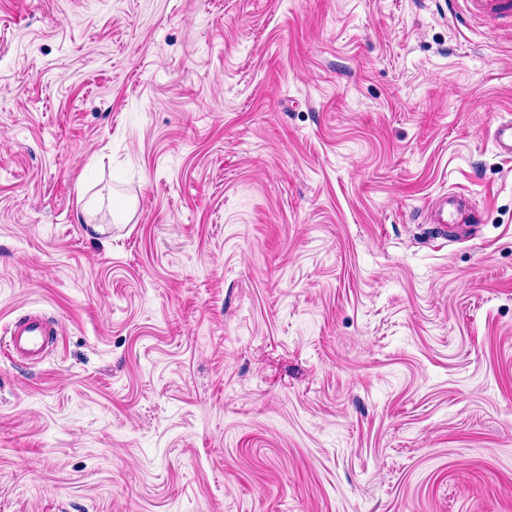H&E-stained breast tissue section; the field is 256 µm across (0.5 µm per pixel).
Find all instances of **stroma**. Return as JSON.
I'll use <instances>...</instances> for the list:
<instances>
[{
    "label": "stroma",
    "instance_id": "stroma-1",
    "mask_svg": "<svg viewBox=\"0 0 512 512\" xmlns=\"http://www.w3.org/2000/svg\"><path fill=\"white\" fill-rule=\"evenodd\" d=\"M509 114L461 0H0V512H512ZM490 137L498 152L512 158V118L501 120L490 132ZM468 196L463 191L446 193L438 198L431 208V223L437 224L438 237L446 238L448 230L471 219L472 211ZM1 336V352L17 356L33 363H42L47 358L49 347L55 344L58 329L37 314L15 318Z\"/></svg>",
    "mask_w": 512,
    "mask_h": 512
}]
</instances>
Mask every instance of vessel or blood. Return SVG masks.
I'll use <instances>...</instances> for the list:
<instances>
[{"instance_id":"vessel-or-blood-1","label":"vessel or blood","mask_w":512,"mask_h":512,"mask_svg":"<svg viewBox=\"0 0 512 512\" xmlns=\"http://www.w3.org/2000/svg\"><path fill=\"white\" fill-rule=\"evenodd\" d=\"M471 17L500 29L512 23V0H465ZM490 137L498 152L512 158V118L501 120ZM472 211L465 192L453 191L438 198L431 208V221L438 228L439 237H447L449 230L470 220ZM58 336L57 328L37 314H27L9 323L6 334L0 338V351L33 363L44 362Z\"/></svg>"}]
</instances>
